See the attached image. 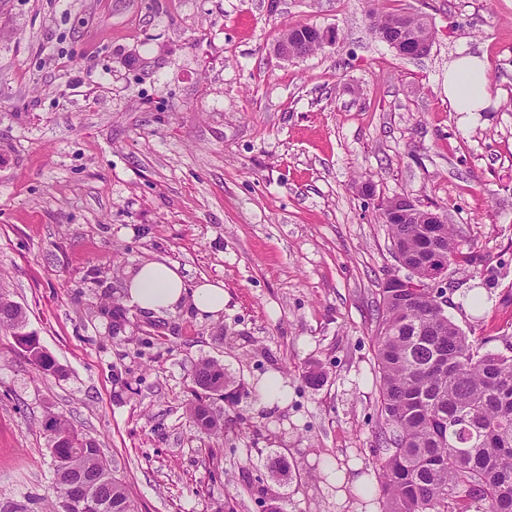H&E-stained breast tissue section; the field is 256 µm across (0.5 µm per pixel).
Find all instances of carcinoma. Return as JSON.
Wrapping results in <instances>:
<instances>
[{
    "label": "carcinoma",
    "mask_w": 512,
    "mask_h": 512,
    "mask_svg": "<svg viewBox=\"0 0 512 512\" xmlns=\"http://www.w3.org/2000/svg\"><path fill=\"white\" fill-rule=\"evenodd\" d=\"M398 17L371 12L377 37ZM388 228L392 245L410 257L424 258L434 245L451 263L463 257L450 224L426 233L415 216ZM376 323L386 421L375 450L382 512H512V356L480 352L426 292L412 299L401 288L381 289ZM25 326L20 306L0 295V328L12 330L39 370L57 372L36 339L20 335ZM193 381L203 394L189 403L190 418L209 435L224 434V420L207 403L214 394L238 402L224 366L205 360ZM44 428L53 459L51 512H68L66 500L77 489L87 512H136L95 439L61 415L49 416Z\"/></svg>",
    "instance_id": "1"
}]
</instances>
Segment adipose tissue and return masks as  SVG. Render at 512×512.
<instances>
[{"label":"adipose tissue","instance_id":"ef3b65f1","mask_svg":"<svg viewBox=\"0 0 512 512\" xmlns=\"http://www.w3.org/2000/svg\"><path fill=\"white\" fill-rule=\"evenodd\" d=\"M491 102V81L483 57L461 52L448 67V103L452 111L484 112ZM124 300L141 311L154 314L188 302L200 314L216 318L224 311V286L205 282L187 288L177 266L152 259L130 272Z\"/></svg>","mask_w":512,"mask_h":512}]
</instances>
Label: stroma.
<instances>
[{"mask_svg": "<svg viewBox=\"0 0 512 512\" xmlns=\"http://www.w3.org/2000/svg\"><path fill=\"white\" fill-rule=\"evenodd\" d=\"M374 8L426 16L430 51L375 38ZM301 24L338 39L280 58ZM462 51L487 61L489 111L448 105ZM397 194L455 225L472 259L448 269L446 312L506 353L512 0H5L0 294L60 370L0 328V512H47L51 413L98 442L138 512H381L359 487L385 424L375 314L402 268L377 216ZM155 257L223 283V316L125 305L128 270ZM205 359L245 391L210 399L220 437L186 412ZM272 371L281 407L252 396Z\"/></svg>", "mask_w": 512, "mask_h": 512, "instance_id": "35a3bbf8", "label": "stroma"}]
</instances>
